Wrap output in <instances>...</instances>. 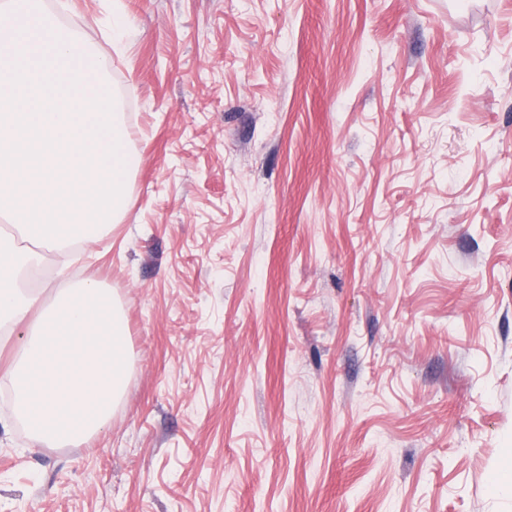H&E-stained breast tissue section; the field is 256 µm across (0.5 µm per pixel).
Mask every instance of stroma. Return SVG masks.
Here are the masks:
<instances>
[{"mask_svg":"<svg viewBox=\"0 0 512 512\" xmlns=\"http://www.w3.org/2000/svg\"><path fill=\"white\" fill-rule=\"evenodd\" d=\"M42 2L137 163L36 290L131 365L78 446L0 383V512H512V0Z\"/></svg>","mask_w":512,"mask_h":512,"instance_id":"stroma-1","label":"stroma"}]
</instances>
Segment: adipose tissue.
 Wrapping results in <instances>:
<instances>
[{
  "mask_svg": "<svg viewBox=\"0 0 512 512\" xmlns=\"http://www.w3.org/2000/svg\"><path fill=\"white\" fill-rule=\"evenodd\" d=\"M41 253L22 251L0 234V329L27 326L20 350L0 375L13 391V413L29 424L33 442L89 443L120 401L128 369L125 323L116 300L93 279L45 308L21 286Z\"/></svg>",
  "mask_w": 512,
  "mask_h": 512,
  "instance_id": "obj_1",
  "label": "adipose tissue"
}]
</instances>
